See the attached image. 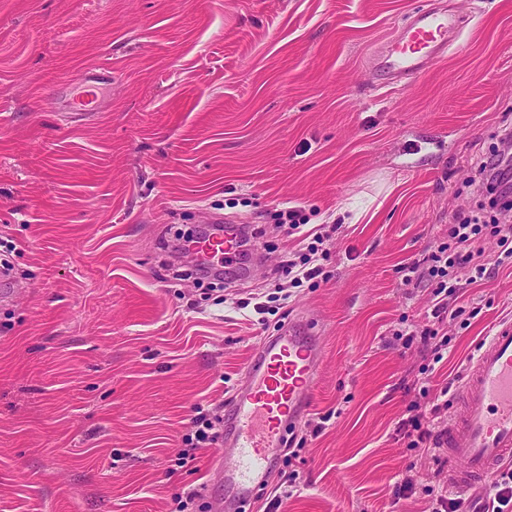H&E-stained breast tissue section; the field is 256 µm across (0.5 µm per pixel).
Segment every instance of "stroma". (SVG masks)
<instances>
[{"instance_id":"1","label":"stroma","mask_w":512,"mask_h":512,"mask_svg":"<svg viewBox=\"0 0 512 512\" xmlns=\"http://www.w3.org/2000/svg\"><path fill=\"white\" fill-rule=\"evenodd\" d=\"M447 3L459 42L410 86L380 80L378 48ZM91 65L112 81L75 119L53 99ZM510 122L512 0H0V244L25 283L0 302V512H176L190 491L216 512L223 441L178 462L194 408L231 405L301 315L323 342L313 403L245 512H425L448 472L395 425L414 381L438 395L512 320V264L480 239L494 270L459 293L479 313L445 321L439 362L403 346L433 308L403 268L477 209L473 166ZM290 203L302 233L271 219ZM351 208L291 286L287 261ZM207 214L249 226L248 275L175 252Z\"/></svg>"}]
</instances>
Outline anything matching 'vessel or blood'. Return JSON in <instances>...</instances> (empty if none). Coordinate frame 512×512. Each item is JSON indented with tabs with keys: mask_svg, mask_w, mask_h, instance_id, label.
Segmentation results:
<instances>
[{
	"mask_svg": "<svg viewBox=\"0 0 512 512\" xmlns=\"http://www.w3.org/2000/svg\"><path fill=\"white\" fill-rule=\"evenodd\" d=\"M461 30L460 19L450 10L421 11L397 40L379 49L377 70L385 82H410L447 54ZM111 76L104 68L82 74L87 93L80 111H87L99 84ZM243 241L241 226L214 228L193 250L197 266L232 260L244 252ZM322 354L320 338L306 320L290 322L260 343L249 366V383L234 396L226 448L214 463L223 478L227 512H240L266 483L285 430L311 405ZM459 399L462 412L449 417L440 442L448 460V485L464 493L512 462V321L500 323L483 341L467 366Z\"/></svg>",
	"mask_w": 512,
	"mask_h": 512,
	"instance_id": "obj_1",
	"label": "vessel or blood"
}]
</instances>
